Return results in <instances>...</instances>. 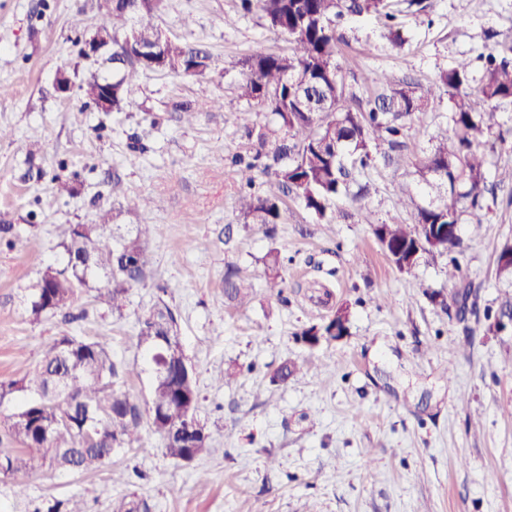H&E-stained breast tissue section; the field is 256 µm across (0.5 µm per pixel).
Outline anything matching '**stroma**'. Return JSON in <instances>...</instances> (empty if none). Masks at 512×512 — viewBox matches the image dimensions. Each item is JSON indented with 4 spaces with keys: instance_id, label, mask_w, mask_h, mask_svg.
<instances>
[{
    "instance_id": "35a3bbf8",
    "label": "stroma",
    "mask_w": 512,
    "mask_h": 512,
    "mask_svg": "<svg viewBox=\"0 0 512 512\" xmlns=\"http://www.w3.org/2000/svg\"><path fill=\"white\" fill-rule=\"evenodd\" d=\"M427 17L399 16L405 41L393 45L373 19L345 25L340 47L347 95L377 92L387 72L429 84L460 59L480 78V54L512 37V0H428ZM99 0H0V224L30 229L27 247L0 243V381L23 377L57 338L104 341L124 371L119 381L139 404L153 373L142 366L137 321L157 301L174 313L183 350L198 374V417L211 452L175 463L150 430L138 447L113 454L88 474L48 471L0 475V512H36L72 495L89 512H109L112 497L133 493L152 512H512V320L498 319L512 279L497 256L512 241V103L502 104L487 180L494 190L478 217L464 216L455 257L421 260L400 273L380 250L372 224L396 216L400 184L414 182L426 140L377 157L359 173L370 194L340 224H319L286 197L274 237L244 224L236 209L232 157L246 126L266 123L267 109L238 99L234 63L255 53H285L290 44L240 0H163L164 36L201 44L211 55L204 74L181 78L147 72L136 102L123 112L83 108L81 85L95 67L76 41L95 33ZM235 17L226 25L225 17ZM67 73L69 92L56 78ZM214 101L191 124L177 104ZM75 190L60 195L54 178ZM124 194L152 199L127 211ZM116 223L146 224V280L122 312L77 290L70 311L33 319L28 297L47 269H62L63 224H94L100 208ZM233 225L225 241V225ZM210 248H203V241ZM285 260L282 292L260 275L262 259ZM253 275L248 306L224 299V272ZM169 284L168 294L158 287ZM473 309L457 320L461 300ZM349 311L343 339L311 349L303 327L338 308ZM287 360L301 371L285 385L270 377ZM235 377L215 380L228 368ZM128 481L116 484L113 473Z\"/></svg>"
}]
</instances>
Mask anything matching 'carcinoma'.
Wrapping results in <instances>:
<instances>
[{
    "label": "carcinoma",
    "instance_id": "cac0c4a2",
    "mask_svg": "<svg viewBox=\"0 0 512 512\" xmlns=\"http://www.w3.org/2000/svg\"><path fill=\"white\" fill-rule=\"evenodd\" d=\"M161 2L115 0L112 12L103 13L97 32L112 37V55L102 64L119 73L112 80L111 112H122L133 102L135 79L142 71L162 64L187 78L209 67L206 50L161 38L155 23ZM241 8L257 11L291 44L288 54L260 53L238 61L243 74L236 87L238 97L266 107L271 114L267 123L246 128V154L233 159L243 222L273 236L283 217L282 197L289 195L298 198L319 224L347 218L337 202L343 198L358 202L369 193L365 184L352 190L353 172L370 166L380 147H401L426 102L445 93L451 102V130L429 135L414 128L429 135L428 141H436L415 163L421 200L407 187L399 188L398 206L412 209L414 222L393 219L372 225V231L385 255L398 251L417 255L404 264L392 260L404 274L412 273L420 258L457 252L461 239L454 226L464 213L482 210L490 192L485 164L493 129L499 126L498 105L512 102V41L481 55L484 71L475 86L470 83L469 62L461 60L426 87L378 74L373 83L381 92L351 106L345 103L339 59L342 21L373 18L400 46L404 37L393 0H241ZM259 173L273 177L276 190H254ZM108 224L110 215L105 212L97 224L65 225L66 268L49 280L41 279L34 289L29 308L33 319L68 308L80 287L92 288L113 311L122 310L130 288L146 278L143 237L149 225L110 224L108 238L101 233ZM429 224H446L448 233L433 242L426 229ZM262 262L267 287H281L279 253L269 251ZM247 280L240 270H227L224 298L246 305L251 295ZM335 327L333 316L303 328L298 336L313 348L309 338L329 336ZM137 344L153 363L157 355H166L167 373L153 374L147 410L150 428L161 437L171 459L193 461L209 450V440L175 432L186 413L198 411L199 392L192 364L169 351L171 346L180 347V339L177 320L164 301L139 317ZM298 370L296 362L286 360L270 382L285 385ZM121 373V362L112 358L104 343L65 335L22 378L1 381L0 402L15 393L25 394L26 399L4 428L5 437L19 447L0 448V474L29 475L43 468L87 473L139 440L143 414L117 387ZM47 512H86V507L72 496L54 501ZM111 512H152V508L147 500L124 494L112 499Z\"/></svg>",
    "mask_w": 512,
    "mask_h": 512
}]
</instances>
